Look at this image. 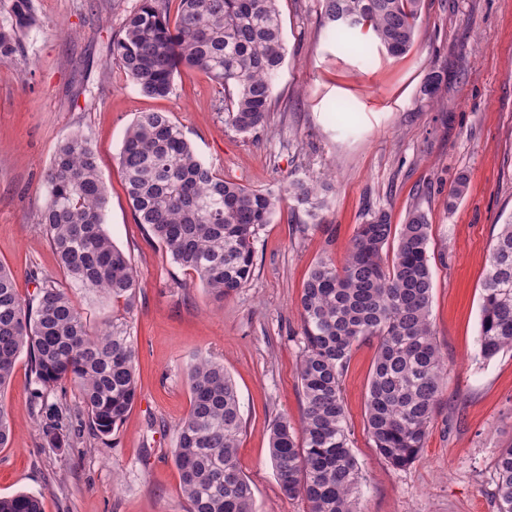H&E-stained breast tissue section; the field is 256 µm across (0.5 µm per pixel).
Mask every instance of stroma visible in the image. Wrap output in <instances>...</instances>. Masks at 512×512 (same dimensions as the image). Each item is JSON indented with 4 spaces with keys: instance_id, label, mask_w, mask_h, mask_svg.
<instances>
[{
    "instance_id": "obj_1",
    "label": "stroma",
    "mask_w": 512,
    "mask_h": 512,
    "mask_svg": "<svg viewBox=\"0 0 512 512\" xmlns=\"http://www.w3.org/2000/svg\"><path fill=\"white\" fill-rule=\"evenodd\" d=\"M140 0H34L37 24L20 55L0 61V264L23 297L31 271L61 278L39 222L43 173L57 145L87 136L107 190L106 230L142 284L132 332L138 399L105 439L51 448L32 412V376L20 357L0 403L12 437L0 448V496H43L44 512H188L171 450L189 411L184 373L194 356L223 363L235 382L243 429L237 449L259 512H307L282 495L269 434L278 417L300 420L296 366L299 299L310 266L343 263L372 211L392 224L412 207L431 224V320L448 379L418 459L396 469L366 429L376 340L356 344L341 381L352 452L362 474L361 512H497L493 463L512 446V351L478 354L485 268L512 216V0H425L412 49L392 57L371 38L341 49L320 24L319 0H280L286 60L267 128L224 122L222 95L203 72L180 68L173 94H141L110 46ZM441 78L435 98L421 88ZM142 112H166L226 179L255 189L281 174L330 180L320 223L282 206L254 241L251 282L215 301L136 224L119 164L126 129ZM468 189L448 193L460 173Z\"/></svg>"
}]
</instances>
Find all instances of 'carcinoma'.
<instances>
[{"mask_svg":"<svg viewBox=\"0 0 512 512\" xmlns=\"http://www.w3.org/2000/svg\"><path fill=\"white\" fill-rule=\"evenodd\" d=\"M141 0L112 42V64L144 95L165 98L182 67L196 68L224 89L225 122L240 134L268 126L276 78L285 58L279 0ZM321 25L343 48L368 27L391 56L413 46L424 0H319ZM36 24L33 0H12L0 26V60L21 50ZM135 222L148 227L172 260L222 300L245 287L255 270L254 241L281 202L317 219L319 187L288 175L275 189L228 181L199 156L166 112H142L119 153ZM40 213L68 286L31 272L36 294L23 298L11 269L0 265V392L27 356L33 406L43 438L60 448L88 434L106 437L137 399L138 349L128 320L141 283L129 256L112 242L107 197L90 140L61 142L47 168ZM430 223L418 208L396 228L385 210L358 226L341 267L329 258L311 265L299 301L303 349L297 379L300 426L283 416L270 433V456L284 496L308 512H357L361 472L349 446L341 380L355 343L375 338L366 427L379 455L396 469L422 450L447 366L430 310L433 273ZM396 243L391 262L383 249ZM99 292L125 316L93 325L71 289ZM479 355L512 350V216L501 225L481 295ZM190 408L176 431L174 463L190 512H258L236 457L242 415L224 364L199 356L187 369ZM79 405L67 403V390ZM60 391L48 402L47 393ZM498 512H512V447L495 461ZM0 512H43L42 495L0 497Z\"/></svg>","mask_w":512,"mask_h":512,"instance_id":"cac0c4a2","label":"carcinoma"}]
</instances>
